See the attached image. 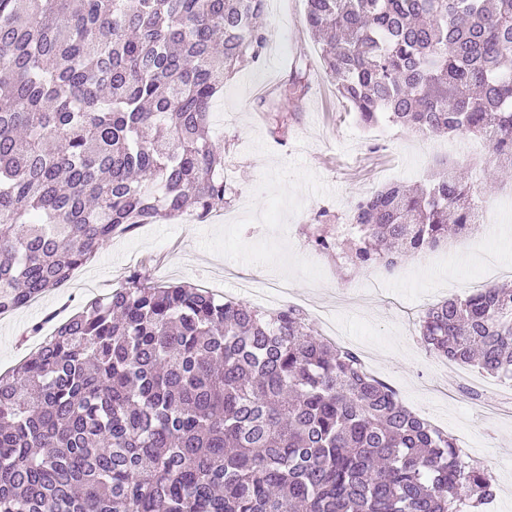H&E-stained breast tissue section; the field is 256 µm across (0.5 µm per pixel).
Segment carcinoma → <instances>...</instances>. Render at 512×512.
<instances>
[{
  "label": "carcinoma",
  "instance_id": "1",
  "mask_svg": "<svg viewBox=\"0 0 512 512\" xmlns=\"http://www.w3.org/2000/svg\"><path fill=\"white\" fill-rule=\"evenodd\" d=\"M359 124L489 143L512 168V0H306ZM264 0H0V312L142 224L224 208L208 134L224 74L259 60ZM482 201L439 161L358 199L312 245L395 268L466 236ZM431 352L512 380V288L424 310ZM484 464L352 348L134 270L0 373V512H482Z\"/></svg>",
  "mask_w": 512,
  "mask_h": 512
}]
</instances>
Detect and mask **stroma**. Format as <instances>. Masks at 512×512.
Returning a JSON list of instances; mask_svg holds the SVG:
<instances>
[{"mask_svg":"<svg viewBox=\"0 0 512 512\" xmlns=\"http://www.w3.org/2000/svg\"><path fill=\"white\" fill-rule=\"evenodd\" d=\"M305 12V0H268L269 39L260 61L225 76L224 92L214 103L210 135L224 147V177L236 190L223 219L146 224L104 241L70 281L0 317V373L40 345V337L28 333L31 325L52 329L54 321L110 292L133 269L219 296L232 291L240 275L281 280L295 295L330 307L348 347L360 350L373 374L488 466L496 486L489 512H512V470L500 464L502 456H512V414L500 408L506 385L473 366L444 368L416 334L427 306L473 290L483 249L506 263L499 281H512V174L483 180L484 168L493 165L490 153H464L461 142L444 137L426 139L392 125L383 140L359 134L354 114L322 67ZM304 60L311 64L308 92L290 105L287 130L272 133L269 113L292 68ZM444 155L469 172L476 195L489 198L493 224L486 244L473 236L458 239L446 249L444 262L432 253L409 256L389 271L341 268L334 255L311 245L319 209L335 215L327 232L341 239L357 199L392 182L422 180ZM464 373L484 383L480 404L457 391Z\"/></svg>","mask_w":512,"mask_h":512,"instance_id":"obj_1","label":"stroma"}]
</instances>
